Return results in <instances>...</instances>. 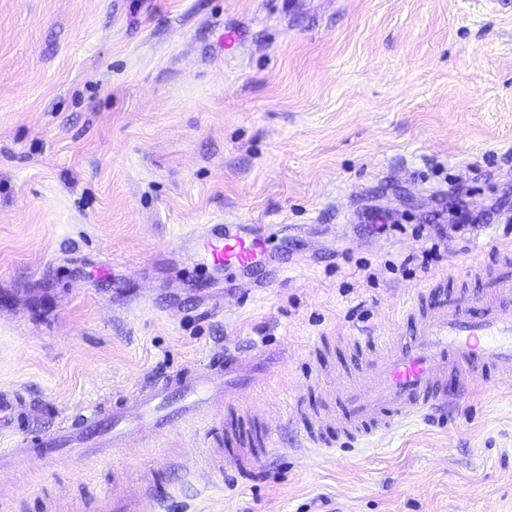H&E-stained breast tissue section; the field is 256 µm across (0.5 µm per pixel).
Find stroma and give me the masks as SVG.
<instances>
[{"label":"stroma","instance_id":"35a3bbf8","mask_svg":"<svg viewBox=\"0 0 512 512\" xmlns=\"http://www.w3.org/2000/svg\"><path fill=\"white\" fill-rule=\"evenodd\" d=\"M463 197L479 224H452ZM392 224L366 232L372 211ZM203 224L270 237L263 291L176 249ZM512 245V0H0V389L48 433L207 363L286 351L245 415L175 423L109 460L0 472V512H78L146 481L160 512H512V390L299 446L355 372ZM436 247L430 265L423 249ZM272 443L248 473L239 447Z\"/></svg>","mask_w":512,"mask_h":512}]
</instances>
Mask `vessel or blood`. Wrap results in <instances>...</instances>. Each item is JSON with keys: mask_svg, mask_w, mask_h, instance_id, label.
<instances>
[{"mask_svg": "<svg viewBox=\"0 0 512 512\" xmlns=\"http://www.w3.org/2000/svg\"><path fill=\"white\" fill-rule=\"evenodd\" d=\"M269 234L265 224H205L184 236L181 249L212 269L233 273L260 261ZM496 254L484 276L488 297L479 314L469 313L466 291L449 293L422 318L415 335L401 338L388 355L368 358L358 376L347 378L338 397L344 434L373 437L439 408L438 382L450 370L467 381L483 372L492 388H512V248H498ZM267 359L264 350L246 357L228 351L222 363L182 370L128 391L109 415L88 408L52 434H13L9 448L0 451V471L31 457L49 469L66 456L105 458L128 447L131 439L147 445L175 423L207 421L221 410H235L236 394L260 381ZM158 509L144 489L120 497L106 492L93 503V512Z\"/></svg>", "mask_w": 512, "mask_h": 512, "instance_id": "obj_1", "label": "vessel or blood"}]
</instances>
